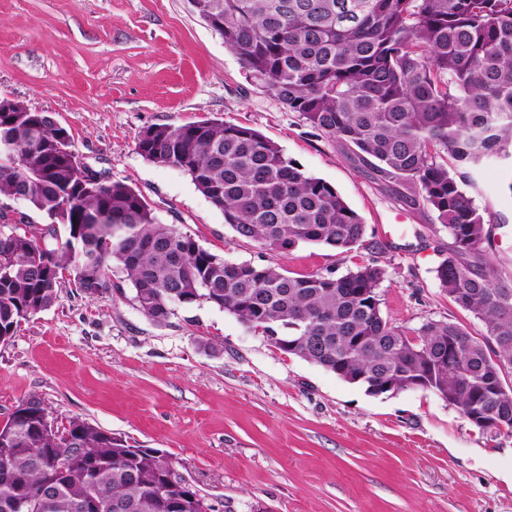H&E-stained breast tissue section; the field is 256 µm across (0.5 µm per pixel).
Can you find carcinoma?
Returning <instances> with one entry per match:
<instances>
[{
	"label": "carcinoma",
	"instance_id": "1",
	"mask_svg": "<svg viewBox=\"0 0 512 512\" xmlns=\"http://www.w3.org/2000/svg\"><path fill=\"white\" fill-rule=\"evenodd\" d=\"M249 75L290 112L353 145L375 175L424 201L452 239L436 279L486 328L428 320L410 330L383 317L385 271L362 264L342 276L292 275L231 263L116 181L80 186L71 134L50 112H21L0 127V195L51 219L48 236L0 232V343L50 307L68 274L95 298L119 271L137 309L163 324L176 308L207 303L274 346L350 383L423 390L494 433L512 430V400L494 388L512 374V283L487 261L495 213L480 211L466 165L512 161V0H199ZM138 153L188 175L238 236L281 252L298 242L348 253L365 224L337 191L259 131L219 119L145 128ZM455 164L448 165V159ZM62 226L65 236L58 235ZM448 362L431 367L440 350ZM462 354L463 363L455 355ZM80 417L59 428L40 399L20 402L0 428V512L43 499L38 512H84L110 499L122 512H201L199 491L167 481L174 465Z\"/></svg>",
	"mask_w": 512,
	"mask_h": 512
}]
</instances>
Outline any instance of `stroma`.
<instances>
[{
  "label": "stroma",
  "mask_w": 512,
  "mask_h": 512,
  "mask_svg": "<svg viewBox=\"0 0 512 512\" xmlns=\"http://www.w3.org/2000/svg\"><path fill=\"white\" fill-rule=\"evenodd\" d=\"M0 99L52 113L83 163L226 260L338 276L373 262L391 323L485 334L435 279L451 243L435 213L288 111L187 0H0ZM211 118L260 131L331 184L362 218V246L266 251L189 176L136 151L150 125ZM471 194L505 218L486 258L510 281L512 166L479 165ZM31 396L56 423L78 416L163 450L218 512H512V434L483 432L429 391L368 394L206 303L157 324L129 286L90 298L62 279L54 303L0 344V421Z\"/></svg>",
  "instance_id": "35a3bbf8"
}]
</instances>
